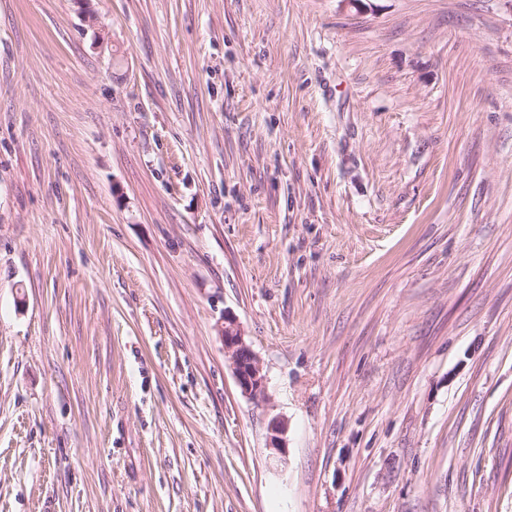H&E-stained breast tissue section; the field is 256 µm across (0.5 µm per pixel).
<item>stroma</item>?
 Masks as SVG:
<instances>
[{"label": "stroma", "mask_w": 512, "mask_h": 512, "mask_svg": "<svg viewBox=\"0 0 512 512\" xmlns=\"http://www.w3.org/2000/svg\"><path fill=\"white\" fill-rule=\"evenodd\" d=\"M0 512H512V0H0ZM224 354L228 357L238 387L245 396L259 400L266 395V375L260 359L247 343L236 318L224 316ZM288 430V425L284 420L273 419L269 425V449L275 458L284 457L286 454V446L284 435Z\"/></svg>", "instance_id": "35a3bbf8"}]
</instances>
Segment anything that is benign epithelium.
Instances as JSON below:
<instances>
[{
    "instance_id": "1",
    "label": "benign epithelium",
    "mask_w": 512,
    "mask_h": 512,
    "mask_svg": "<svg viewBox=\"0 0 512 512\" xmlns=\"http://www.w3.org/2000/svg\"><path fill=\"white\" fill-rule=\"evenodd\" d=\"M224 354L228 357L238 387L245 396L259 400L266 395V375L260 359L247 343L236 318L224 314ZM288 425L280 419H273L269 425V449L275 458L286 454L284 435Z\"/></svg>"
}]
</instances>
